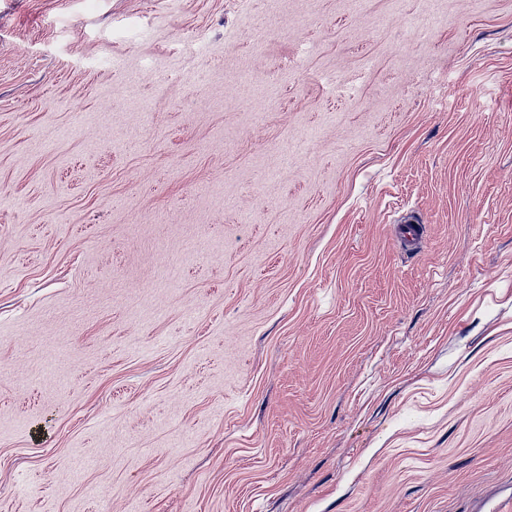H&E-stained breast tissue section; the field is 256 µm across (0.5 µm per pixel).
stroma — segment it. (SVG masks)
<instances>
[{
    "label": "stroma",
    "mask_w": 512,
    "mask_h": 512,
    "mask_svg": "<svg viewBox=\"0 0 512 512\" xmlns=\"http://www.w3.org/2000/svg\"><path fill=\"white\" fill-rule=\"evenodd\" d=\"M511 503L512 0H0V512Z\"/></svg>",
    "instance_id": "35a3bbf8"
}]
</instances>
